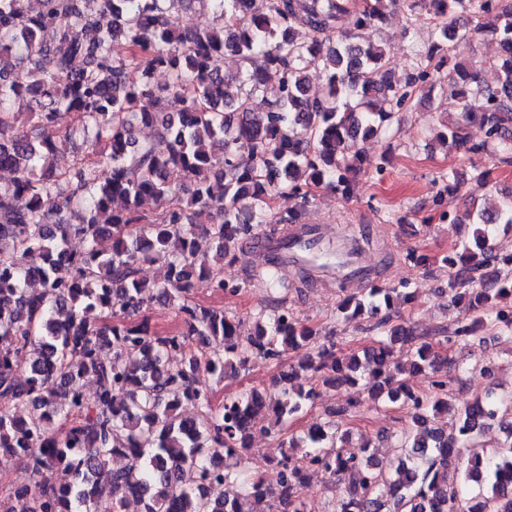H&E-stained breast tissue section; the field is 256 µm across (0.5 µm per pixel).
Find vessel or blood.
<instances>
[{
  "label": "vessel or blood",
  "instance_id": "obj_1",
  "mask_svg": "<svg viewBox=\"0 0 512 512\" xmlns=\"http://www.w3.org/2000/svg\"><path fill=\"white\" fill-rule=\"evenodd\" d=\"M253 249L267 261L307 272L313 281L348 284L374 282L375 269L366 263L358 238L329 234L322 224H291L260 236Z\"/></svg>",
  "mask_w": 512,
  "mask_h": 512
}]
</instances>
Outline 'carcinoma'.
Returning <instances> with one entry per match:
<instances>
[{
	"instance_id": "carcinoma-1",
	"label": "carcinoma",
	"mask_w": 512,
	"mask_h": 512,
	"mask_svg": "<svg viewBox=\"0 0 512 512\" xmlns=\"http://www.w3.org/2000/svg\"><path fill=\"white\" fill-rule=\"evenodd\" d=\"M166 0H103L92 17L81 0H0V167L14 174L0 189V472L24 465L27 478L11 485L8 500L22 498L24 512H122L130 496L143 512H246L238 500H214L186 470L225 484L242 483L268 512H310L301 496L308 468L317 466L347 483L340 512H512V393L487 394L463 406L452 403L459 363L440 353L481 334L512 342V258L496 253L499 226L512 228V192L494 210L474 207L450 215L475 225L473 239L440 257L448 268L449 302L461 309L446 327L418 331L395 323L411 299L401 280L344 296L336 322L353 323L371 343L348 352L321 341L318 329L289 310L287 300L256 313L255 329L242 340L235 315L190 300L198 288L238 293L224 276L240 241L264 233L267 224H297L315 190L350 196L363 171L355 143L387 133L413 99L451 86L459 118L437 138L455 152L493 151L512 163V3L504 0H426L435 41L396 79L386 67L390 50L368 34L386 21L389 7L416 19V0H209L218 23L180 30ZM353 15L354 31L339 30ZM459 14L472 33L495 36L501 47L496 84L482 83L462 63L447 64L442 51L463 37ZM52 31L50 40L41 38ZM231 53L246 64L231 85L220 63ZM31 65L20 85L11 73ZM142 71L126 81L129 67ZM327 82L322 98L308 94L306 72ZM169 82L153 84L155 71ZM278 77L274 99L265 98L270 73ZM23 107L33 131L14 129L11 115ZM73 114L93 134L96 148L64 166L44 160L58 150L39 129L59 126ZM478 123L484 139L472 142L465 126ZM139 127L156 130L137 139ZM297 200L286 214L277 195ZM123 206L113 207L115 200ZM153 213L144 211L147 201ZM212 210L216 224L199 228L194 209ZM210 237L218 257L197 249ZM77 236L85 247L69 248ZM112 238V249L98 248ZM160 263L161 278L139 276L142 263ZM404 261L427 271L431 258L410 249ZM157 303L180 316L188 330L159 336L127 319ZM407 361L393 363L396 349ZM282 366L275 394L252 390L215 406L198 388L206 367L216 383L247 368L254 358ZM26 366V374L19 372ZM420 374L428 389L409 384ZM96 382L92 396L83 381ZM366 382L374 404L407 409L403 455L383 460L372 450L346 452L352 434L337 421L362 405L349 401L325 422L285 437L288 422L307 412L324 389ZM453 414L452 431L438 426ZM504 433L479 455L483 415ZM281 439L275 465L283 477L275 489L224 463V451L250 450L255 433ZM37 441L41 455L28 457ZM118 454L125 468L102 470Z\"/></svg>"
}]
</instances>
